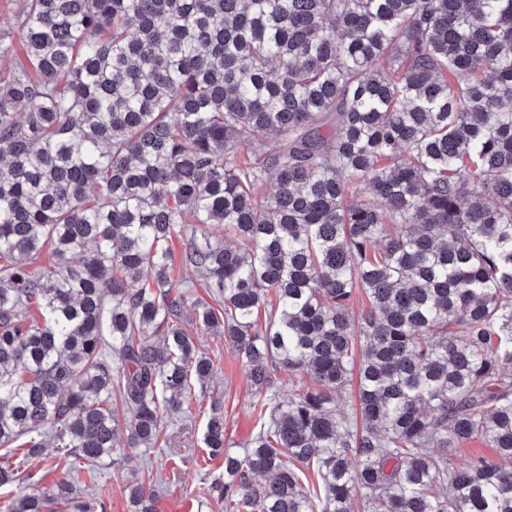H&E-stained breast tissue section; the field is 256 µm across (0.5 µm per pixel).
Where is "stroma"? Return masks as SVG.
Returning <instances> with one entry per match:
<instances>
[{
    "instance_id": "stroma-1",
    "label": "stroma",
    "mask_w": 512,
    "mask_h": 512,
    "mask_svg": "<svg viewBox=\"0 0 512 512\" xmlns=\"http://www.w3.org/2000/svg\"><path fill=\"white\" fill-rule=\"evenodd\" d=\"M197 346L213 361L215 374L202 398L203 413L175 420L167 431L175 438L178 455L158 448L145 453L131 452L126 459L100 467L96 479L83 471L57 464L53 455L24 459L20 450H0V464L21 467L33 486L44 488L66 480L95 512H134L127 486L137 480L159 493L157 512H225L224 503L205 497L203 489L223 477V457L210 456L203 438L212 397H220L224 407V448L231 453L242 447L260 429L253 405L248 368L233 343L207 331L194 335Z\"/></svg>"
}]
</instances>
